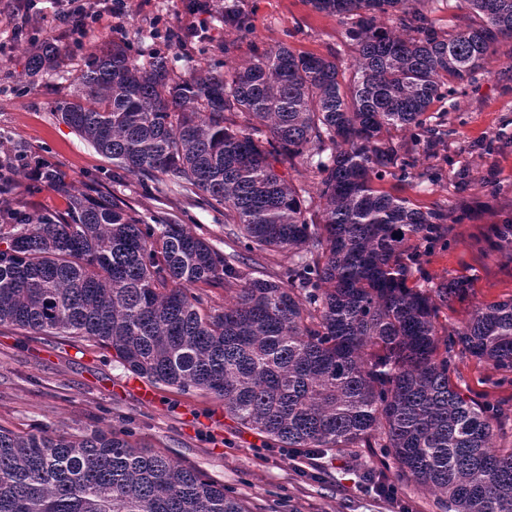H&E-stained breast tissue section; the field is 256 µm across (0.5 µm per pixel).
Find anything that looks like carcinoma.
I'll use <instances>...</instances> for the list:
<instances>
[{"mask_svg": "<svg viewBox=\"0 0 512 512\" xmlns=\"http://www.w3.org/2000/svg\"><path fill=\"white\" fill-rule=\"evenodd\" d=\"M461 2L468 23L444 33L409 0H307L348 25V78L336 57L284 42L178 76L168 54L142 62L122 36L88 53L77 94L52 111L145 189L224 208L240 250L178 216L151 224L51 165L33 190L66 207H15V170L32 163L21 151L0 162V326L106 347L154 385L223 401L280 448H383L448 512H512V448L497 443L508 415L452 381L459 355L512 374V297L441 333V307L470 283L408 280L448 212L374 186L426 176L389 131L436 138L429 110L448 81L491 74L496 42L512 37V0ZM66 52L42 40L28 75L56 72ZM298 162L315 180L307 199L285 177ZM272 253L288 256L276 278L256 266ZM221 286L234 292L222 308L196 292ZM131 437L0 427V512H248Z\"/></svg>", "mask_w": 512, "mask_h": 512, "instance_id": "1", "label": "carcinoma"}]
</instances>
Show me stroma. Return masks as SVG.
<instances>
[{
	"mask_svg": "<svg viewBox=\"0 0 512 512\" xmlns=\"http://www.w3.org/2000/svg\"><path fill=\"white\" fill-rule=\"evenodd\" d=\"M10 2L0 0V157L27 151L65 172L76 188L98 180L143 214L159 218L165 217L166 206L144 194L137 177L113 180L111 162L50 110L53 102L77 90L87 53L122 34L142 53L167 51L180 74L210 61L234 66L255 49L279 42L297 53L337 56L345 67L352 62L346 24L314 11L306 0H238L249 31L225 26L215 12L205 19L207 39L170 47L156 30L191 24L182 0H127L124 19L103 17L80 39L66 40L69 53L60 74L32 81L27 76L30 45L15 38V29L25 25L36 35L57 38L63 26L52 8L25 20L12 13ZM489 68V74L456 85L432 107L445 115V134L419 158L435 179L418 185L388 177L378 184L424 211L468 210L463 223L450 225L444 239L424 253L412 276L422 284L454 277L472 281L464 301L440 311V323L450 327L463 326L476 305L512 296V256L487 239L491 225L512 220V38L499 39ZM173 202L194 218L192 233L223 247V211L179 196ZM456 380L478 401L512 415V384L501 382L487 363L460 359ZM155 393L154 403L144 404L132 374L110 349L0 328L1 427L18 433L47 427L59 435L132 432L139 445L223 484L250 512H401L405 504L410 512H446L436 495L400 477L396 462L382 449L327 448L309 459L270 447L265 437L230 419L219 400L162 386ZM370 469L396 486L397 504L364 490L361 475Z\"/></svg>",
	"mask_w": 512,
	"mask_h": 512,
	"instance_id": "35a3bbf8",
	"label": "stroma"
}]
</instances>
